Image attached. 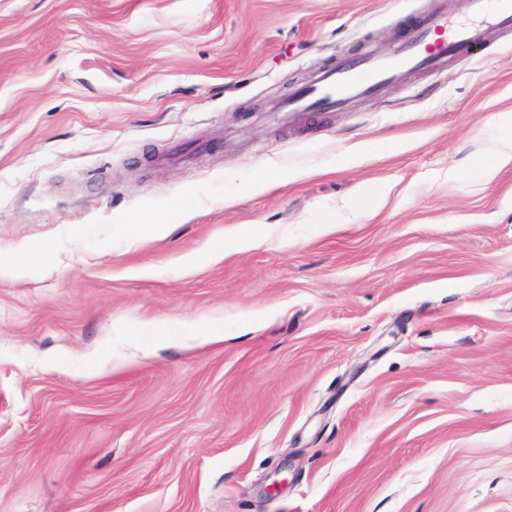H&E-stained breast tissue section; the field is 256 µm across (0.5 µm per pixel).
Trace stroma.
Returning a JSON list of instances; mask_svg holds the SVG:
<instances>
[{"mask_svg":"<svg viewBox=\"0 0 512 512\" xmlns=\"http://www.w3.org/2000/svg\"><path fill=\"white\" fill-rule=\"evenodd\" d=\"M432 12L0 0V250L48 253L0 280V512H512V35L281 112ZM169 224H157L143 221L137 224H122L120 235L132 243H138L158 237L168 231Z\"/></svg>","mask_w":512,"mask_h":512,"instance_id":"stroma-1","label":"stroma"}]
</instances>
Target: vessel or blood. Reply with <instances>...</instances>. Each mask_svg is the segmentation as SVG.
<instances>
[{"instance_id":"obj_1","label":"vessel or blood","mask_w":512,"mask_h":512,"mask_svg":"<svg viewBox=\"0 0 512 512\" xmlns=\"http://www.w3.org/2000/svg\"><path fill=\"white\" fill-rule=\"evenodd\" d=\"M507 33H512V0H463L461 17L426 15L395 54L375 53L357 64H336L297 91L286 110L343 107L351 99L379 92L407 70L439 71L449 59L473 58L484 45Z\"/></svg>"}]
</instances>
